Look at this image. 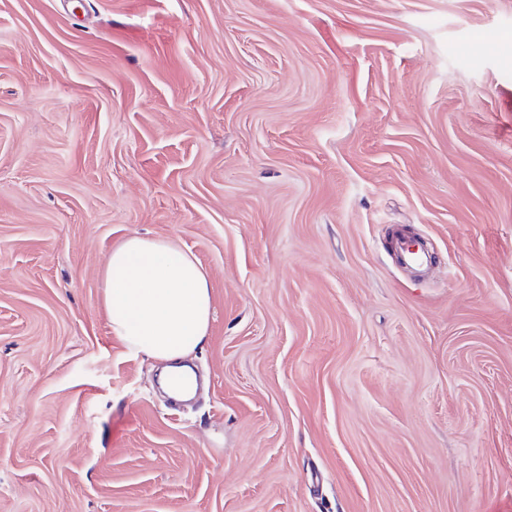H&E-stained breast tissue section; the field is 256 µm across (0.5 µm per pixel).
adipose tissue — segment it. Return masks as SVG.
<instances>
[{
  "label": "adipose tissue",
  "instance_id": "ef3b65f1",
  "mask_svg": "<svg viewBox=\"0 0 512 512\" xmlns=\"http://www.w3.org/2000/svg\"><path fill=\"white\" fill-rule=\"evenodd\" d=\"M102 288L113 335L130 353L164 362L167 392L192 396L195 377L179 360L203 343L212 312L209 279L198 259L172 240L132 235L113 247Z\"/></svg>",
  "mask_w": 512,
  "mask_h": 512
}]
</instances>
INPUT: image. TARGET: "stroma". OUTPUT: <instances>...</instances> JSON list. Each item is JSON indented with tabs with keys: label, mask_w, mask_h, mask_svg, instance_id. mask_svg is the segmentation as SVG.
Here are the masks:
<instances>
[{
	"label": "stroma",
	"mask_w": 512,
	"mask_h": 512,
	"mask_svg": "<svg viewBox=\"0 0 512 512\" xmlns=\"http://www.w3.org/2000/svg\"><path fill=\"white\" fill-rule=\"evenodd\" d=\"M133 234L208 273L185 405ZM0 512H512V0H0ZM102 288L112 334L136 356L173 362L207 337L212 312L207 272L170 239H123L105 262ZM161 381L163 388L178 397L188 398L196 390L194 374L186 366L167 365L163 368ZM181 381V383H177Z\"/></svg>",
	"instance_id": "35a3bbf8"
}]
</instances>
